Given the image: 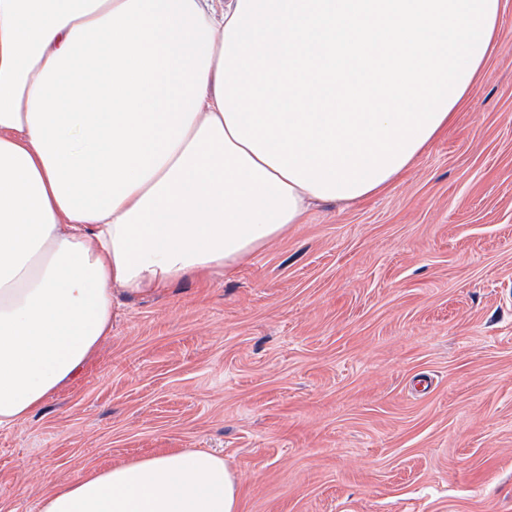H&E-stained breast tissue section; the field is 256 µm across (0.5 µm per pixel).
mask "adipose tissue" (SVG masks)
Wrapping results in <instances>:
<instances>
[{
	"label": "adipose tissue",
	"instance_id": "adipose-tissue-1",
	"mask_svg": "<svg viewBox=\"0 0 512 512\" xmlns=\"http://www.w3.org/2000/svg\"><path fill=\"white\" fill-rule=\"evenodd\" d=\"M502 0H0V427L112 333L319 202L391 186L501 44ZM223 457L88 473L40 512H239Z\"/></svg>",
	"mask_w": 512,
	"mask_h": 512
}]
</instances>
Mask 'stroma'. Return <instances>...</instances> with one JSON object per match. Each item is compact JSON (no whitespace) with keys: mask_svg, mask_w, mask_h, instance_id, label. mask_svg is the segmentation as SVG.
I'll use <instances>...</instances> for the list:
<instances>
[{"mask_svg":"<svg viewBox=\"0 0 512 512\" xmlns=\"http://www.w3.org/2000/svg\"><path fill=\"white\" fill-rule=\"evenodd\" d=\"M448 135L202 284L122 298L74 383L0 428V512L154 452L240 512H512V0Z\"/></svg>","mask_w":512,"mask_h":512,"instance_id":"stroma-1","label":"stroma"}]
</instances>
